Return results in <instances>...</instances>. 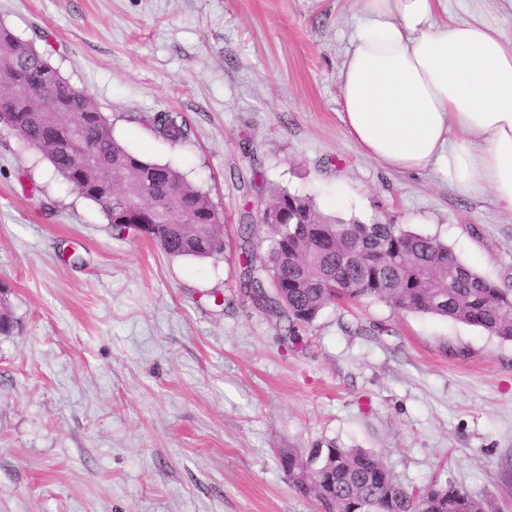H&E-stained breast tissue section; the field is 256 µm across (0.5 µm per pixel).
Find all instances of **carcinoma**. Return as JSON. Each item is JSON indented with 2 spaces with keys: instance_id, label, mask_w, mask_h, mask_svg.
<instances>
[{
  "instance_id": "obj_1",
  "label": "carcinoma",
  "mask_w": 512,
  "mask_h": 512,
  "mask_svg": "<svg viewBox=\"0 0 512 512\" xmlns=\"http://www.w3.org/2000/svg\"><path fill=\"white\" fill-rule=\"evenodd\" d=\"M0 43L13 54L0 69V109L21 119L19 139L37 150L54 171L100 207L118 232L162 207L167 220L148 230L170 257L208 258L224 253V215L208 193L188 183L168 164L133 153L112 135L95 100L74 87L33 47L0 26ZM54 88L69 125L56 123L39 101L15 97L16 86ZM150 124L166 140L187 137L173 113H157ZM79 127L95 147L99 166L84 171L62 142ZM241 288L277 322H286L297 342L329 304L374 298L396 309L430 314L476 326L512 341V292L463 264L436 237L401 224L344 223L319 211L313 200L287 191L272 202L249 201L238 229ZM288 460L307 473L288 480L313 498L322 512H486L484 503L448 483L407 491L381 454L362 448L288 449Z\"/></svg>"
}]
</instances>
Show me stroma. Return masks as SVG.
Masks as SVG:
<instances>
[{
  "label": "stroma",
  "mask_w": 512,
  "mask_h": 512,
  "mask_svg": "<svg viewBox=\"0 0 512 512\" xmlns=\"http://www.w3.org/2000/svg\"><path fill=\"white\" fill-rule=\"evenodd\" d=\"M354 0H0V25L87 91L131 151L207 192L413 225L512 289V214L398 173L342 120ZM173 112L174 144L147 116ZM238 253L171 257L0 128V512H317L285 448L381 453L407 490L512 512V342L364 299L298 343L237 286Z\"/></svg>",
  "instance_id": "35a3bbf8"
}]
</instances>
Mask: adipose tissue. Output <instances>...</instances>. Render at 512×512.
Masks as SVG:
<instances>
[{
    "label": "adipose tissue",
    "mask_w": 512,
    "mask_h": 512,
    "mask_svg": "<svg viewBox=\"0 0 512 512\" xmlns=\"http://www.w3.org/2000/svg\"><path fill=\"white\" fill-rule=\"evenodd\" d=\"M339 73L342 120L385 169H436L512 212V39L448 0H356Z\"/></svg>",
    "instance_id": "adipose-tissue-1"
}]
</instances>
